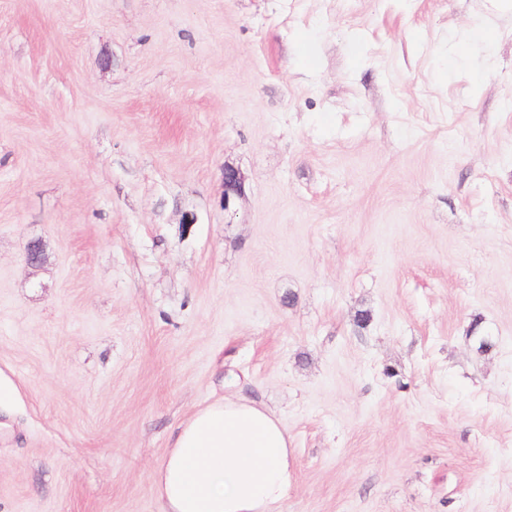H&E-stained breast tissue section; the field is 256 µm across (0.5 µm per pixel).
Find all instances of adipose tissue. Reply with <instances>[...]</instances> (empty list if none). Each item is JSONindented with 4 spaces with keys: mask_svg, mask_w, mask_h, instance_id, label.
<instances>
[{
    "mask_svg": "<svg viewBox=\"0 0 512 512\" xmlns=\"http://www.w3.org/2000/svg\"><path fill=\"white\" fill-rule=\"evenodd\" d=\"M153 479L162 512H275L294 480L288 432L263 404L215 400L180 424Z\"/></svg>",
    "mask_w": 512,
    "mask_h": 512,
    "instance_id": "adipose-tissue-1",
    "label": "adipose tissue"
}]
</instances>
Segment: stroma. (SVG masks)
I'll return each mask as SVG.
<instances>
[{"instance_id": "obj_1", "label": "stroma", "mask_w": 512, "mask_h": 512, "mask_svg": "<svg viewBox=\"0 0 512 512\" xmlns=\"http://www.w3.org/2000/svg\"><path fill=\"white\" fill-rule=\"evenodd\" d=\"M0 371V512L237 386L277 512H512V0H0ZM243 176L238 169L231 166L224 169V210L230 212L231 204L235 198L242 195Z\"/></svg>"}]
</instances>
